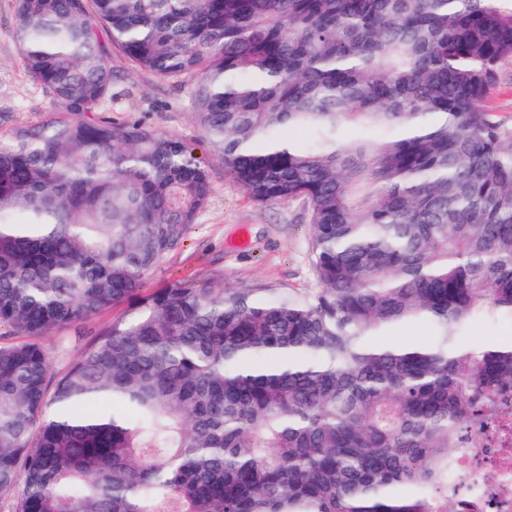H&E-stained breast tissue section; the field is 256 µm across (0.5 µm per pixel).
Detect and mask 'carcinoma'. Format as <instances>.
I'll use <instances>...</instances> for the list:
<instances>
[{"label":"carcinoma","instance_id":"1","mask_svg":"<svg viewBox=\"0 0 512 512\" xmlns=\"http://www.w3.org/2000/svg\"><path fill=\"white\" fill-rule=\"evenodd\" d=\"M13 35L52 110L0 137V502L458 512L448 454L512 414V344L455 340L512 317V120L483 106L512 0H14ZM110 43L195 77L253 200L303 202L318 288L143 293L212 183L193 147L95 114ZM124 301L54 378L36 338ZM422 321L432 343L392 336Z\"/></svg>","mask_w":512,"mask_h":512}]
</instances>
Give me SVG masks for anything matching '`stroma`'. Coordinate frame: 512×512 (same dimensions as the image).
Here are the masks:
<instances>
[{
    "mask_svg": "<svg viewBox=\"0 0 512 512\" xmlns=\"http://www.w3.org/2000/svg\"><path fill=\"white\" fill-rule=\"evenodd\" d=\"M12 27L13 2L0 0V136L42 120L51 108L48 95L23 66ZM112 59V86L98 107L99 115L191 145L213 185L182 244L150 273L146 291L175 280L201 284L217 278L234 288L266 285L298 293L314 288L316 280L308 260L309 224L302 202H256L226 175L222 160L204 142L191 110V82L160 80L135 68L117 48ZM127 309V304H117L82 327L55 328L43 335L40 343L52 373L64 372L89 336L121 320ZM457 341L464 348L511 343L512 321L470 322Z\"/></svg>",
    "mask_w": 512,
    "mask_h": 512,
    "instance_id": "35a3bbf8",
    "label": "stroma"
}]
</instances>
